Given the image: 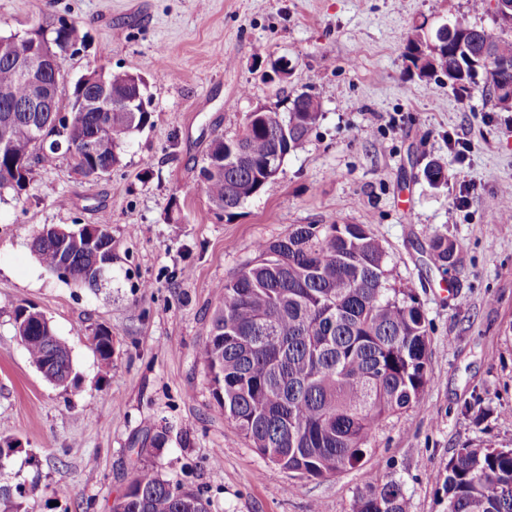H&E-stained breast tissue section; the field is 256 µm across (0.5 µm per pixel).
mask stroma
Returning <instances> with one entry per match:
<instances>
[{
    "instance_id": "obj_1",
    "label": "stroma",
    "mask_w": 512,
    "mask_h": 512,
    "mask_svg": "<svg viewBox=\"0 0 512 512\" xmlns=\"http://www.w3.org/2000/svg\"><path fill=\"white\" fill-rule=\"evenodd\" d=\"M469 0H0V34L78 22L66 87L88 68L143 75L152 123L110 176L75 174L66 154L0 197V437L18 442L5 483L38 482L22 512H110L136 465L200 489L210 512H352L376 480L401 484L409 512H447L459 448H512V112L478 88L419 79L412 26L433 32ZM285 81H269L272 64ZM308 93L322 116L303 150L233 217L216 221L198 179L214 134L237 133L258 104ZM466 142L463 161L449 139ZM442 164L446 183L423 169ZM466 194V206L455 203ZM108 216L112 270L101 291L59 280L31 243L47 225ZM293 224H362L421 303L434 383L378 429L364 465L326 479L262 458L215 405L201 352L218 284L255 245ZM446 236L455 265L428 243ZM31 305L72 351L78 387L30 363L14 311ZM112 334V368L91 346ZM455 252L456 247L454 242L447 237L437 236L430 240L428 256L436 266L453 265Z\"/></svg>"
}]
</instances>
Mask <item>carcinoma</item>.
<instances>
[{
  "instance_id": "cac0c4a2",
  "label": "carcinoma",
  "mask_w": 512,
  "mask_h": 512,
  "mask_svg": "<svg viewBox=\"0 0 512 512\" xmlns=\"http://www.w3.org/2000/svg\"><path fill=\"white\" fill-rule=\"evenodd\" d=\"M484 8L470 0L469 13L455 14L453 33L431 35L415 26L405 53L421 78L448 75L458 88L479 76L482 91L503 112L512 104L499 95L512 83V22L500 20L501 35L477 28L469 14ZM468 33L471 60L458 52L456 35ZM83 41L76 22L60 20L51 30L33 25L0 40V193L29 183L32 162L51 164L61 143L89 141L92 150L73 166L85 178L111 174L131 135L151 124L152 112H102L74 84L68 119L56 112H8L29 95L14 62L36 53L43 42L61 54ZM146 82L115 80L107 96L114 104L147 96ZM322 114L319 100L296 97L285 112H267L243 127L244 135H216L198 179L216 218L233 216L239 203L272 181L266 171L275 153L286 159L302 149ZM241 154L238 163L216 162ZM42 266L77 288L97 289V256L86 227L74 225L62 241L34 237ZM255 260L218 285L222 304L202 350L212 397L253 448L282 469L328 478L363 464L373 452L381 423L417 404L434 383L429 370L426 316L412 290L398 288L383 244L362 224H293L288 233L257 245ZM453 241L430 240L428 256L454 264ZM68 263L69 275L58 273ZM15 330L30 362L51 383L75 385L71 349L49 319L32 306L14 313ZM94 351L112 364V335L92 336ZM444 488L448 512H512V448L469 445L448 461ZM38 487L0 484V512H18L16 498ZM111 512H209V501L184 484L164 479L148 465L134 471ZM353 512H407L395 482L359 494Z\"/></svg>"
}]
</instances>
